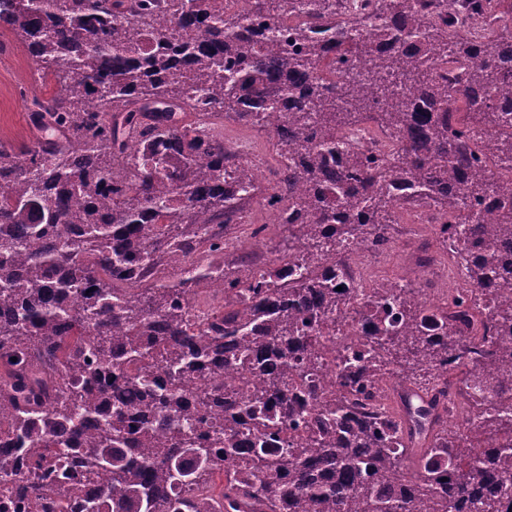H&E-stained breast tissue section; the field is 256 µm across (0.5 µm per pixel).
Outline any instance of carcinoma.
Segmentation results:
<instances>
[{"label": "carcinoma", "mask_w": 512, "mask_h": 512, "mask_svg": "<svg viewBox=\"0 0 512 512\" xmlns=\"http://www.w3.org/2000/svg\"><path fill=\"white\" fill-rule=\"evenodd\" d=\"M461 2L459 18L432 25L428 56L450 43L460 57L483 51L456 94L495 128L499 109L477 99L512 84V58L456 27L495 18L501 0ZM285 7L255 0L254 13L226 18L216 0H0V29L57 87L32 100L46 141L0 145V439L10 444L0 468L28 472L0 488V512H512V343L500 341L504 327L512 336V181L487 175L423 50L381 52L396 35L359 16L335 64L363 67L372 82L329 94L316 77L322 44L306 30L279 47L252 36L255 20L277 39ZM302 7L320 23L332 4ZM274 104L287 110L270 131L278 155L299 158L267 197L296 206L286 276L224 260L223 230L261 188L224 186L221 123L249 124ZM367 118L402 134L398 169L336 142ZM394 186L434 193L452 213L457 189L498 203L494 223L441 240L472 288L498 278L495 293H463L449 312L478 343L448 336L444 316L388 280L362 312L373 332L344 358L343 394L328 397L316 376L288 382L298 365L317 370L319 324L347 305L340 274L319 273V262L383 240ZM203 224L221 231L204 235ZM222 266L224 315L190 327L191 295ZM453 351L473 413L463 438L448 424L446 389L428 384ZM224 364L241 387L209 377ZM396 378L406 382L399 410H364L371 387ZM132 395L150 408L133 410ZM286 427L297 435L283 438ZM77 471L106 480L89 496ZM217 472L219 499L208 493Z\"/></svg>", "instance_id": "cac0c4a2"}]
</instances>
